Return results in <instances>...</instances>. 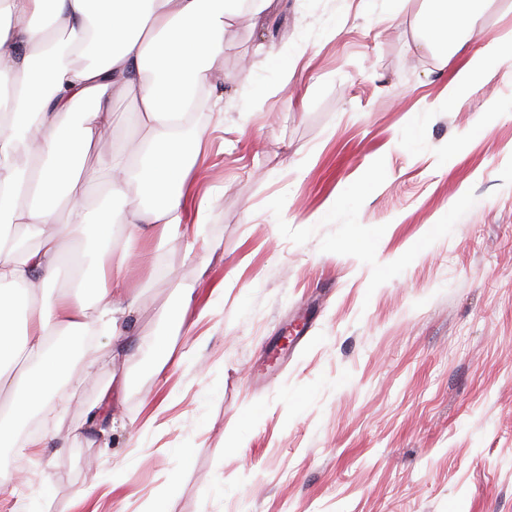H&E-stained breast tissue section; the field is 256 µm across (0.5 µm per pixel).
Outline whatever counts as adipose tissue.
<instances>
[{"mask_svg": "<svg viewBox=\"0 0 512 512\" xmlns=\"http://www.w3.org/2000/svg\"><path fill=\"white\" fill-rule=\"evenodd\" d=\"M270 0H0V446L30 467L59 443L57 414L85 374L72 352L100 337L96 359L122 367L130 355L137 293L124 272L138 241H166L185 224L188 176L203 151L200 113L223 114L207 91L224 79V33ZM425 48L466 55V37L486 0H426ZM512 59V34L488 53L466 55L448 84L456 103L488 57ZM138 105L140 141L118 150L114 98ZM95 155L87 164V155ZM105 187L120 206L92 223L81 196ZM125 227L123 248L112 228ZM95 228L94 246L58 287L74 238Z\"/></svg>", "mask_w": 512, "mask_h": 512, "instance_id": "adipose-tissue-1", "label": "adipose tissue"}]
</instances>
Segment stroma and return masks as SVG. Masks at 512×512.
Segmentation results:
<instances>
[{
  "label": "stroma",
  "mask_w": 512,
  "mask_h": 512,
  "mask_svg": "<svg viewBox=\"0 0 512 512\" xmlns=\"http://www.w3.org/2000/svg\"><path fill=\"white\" fill-rule=\"evenodd\" d=\"M419 9L274 0L226 30L199 240L149 243L125 280L171 357L127 361L109 448L86 423L104 364L41 469L0 446V474L26 472L0 512H512V65L435 109L461 60L414 47ZM511 29L490 0L468 49Z\"/></svg>",
  "instance_id": "1"
}]
</instances>
